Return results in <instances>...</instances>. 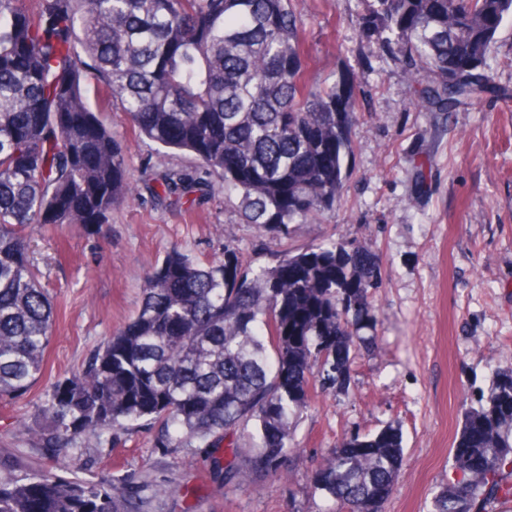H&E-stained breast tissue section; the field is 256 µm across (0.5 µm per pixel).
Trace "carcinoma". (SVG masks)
<instances>
[{
    "instance_id": "cac0c4a2",
    "label": "carcinoma",
    "mask_w": 512,
    "mask_h": 512,
    "mask_svg": "<svg viewBox=\"0 0 512 512\" xmlns=\"http://www.w3.org/2000/svg\"><path fill=\"white\" fill-rule=\"evenodd\" d=\"M0 0V398L42 375L57 313L28 258L40 224H106L133 195L122 138L93 109L110 100L132 129L188 153L222 180L242 220L271 243L245 267L237 249L201 264L174 249L150 271L141 304L84 367L58 380L36 436L55 455L105 433L142 428L154 447L209 448L237 491L288 476L290 427L310 391L346 387L350 354L369 351L379 267L353 241L294 249L292 224L336 211L357 120L350 84L305 77L293 0ZM360 35L397 46L417 104L449 114L494 90L487 51L512 0H361ZM173 172L161 195L189 193ZM457 471L432 512H490L512 486V367L470 399L454 445ZM403 466L388 424L351 432L312 476L342 512H382ZM139 490L67 475L59 462L21 479L0 463V512H139Z\"/></svg>"
}]
</instances>
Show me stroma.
<instances>
[{
  "label": "stroma",
  "instance_id": "stroma-1",
  "mask_svg": "<svg viewBox=\"0 0 512 512\" xmlns=\"http://www.w3.org/2000/svg\"><path fill=\"white\" fill-rule=\"evenodd\" d=\"M293 5L304 20L309 79L351 78L360 118L340 205L319 223L293 225L288 243L353 240L375 257L376 345L352 352L346 388L317 394L302 413L287 479L227 491L208 449L171 455L145 429L122 447L107 433L62 455L67 472L82 479L110 476L111 463H121L140 489V512H329L331 501L312 488L315 469L347 432L392 422L402 425L404 461L384 512H429L455 474L464 400L488 388L497 368L512 366V21L489 49L499 94L444 116L413 101L396 50L359 35L361 0ZM99 118L127 145L135 191L108 223L45 224L31 235L29 255L57 322L43 376L27 393L0 399V456L18 476L46 458L20 425L38 426V406L54 383L125 326L155 263L175 248L207 262L228 243L253 264L267 261L259 230L242 223L218 177L171 204L158 197L159 180L194 171V157L160 154L118 109L101 107Z\"/></svg>",
  "mask_w": 512,
  "mask_h": 512
}]
</instances>
